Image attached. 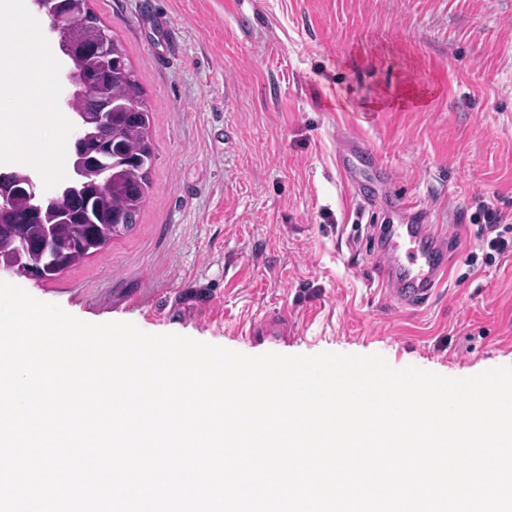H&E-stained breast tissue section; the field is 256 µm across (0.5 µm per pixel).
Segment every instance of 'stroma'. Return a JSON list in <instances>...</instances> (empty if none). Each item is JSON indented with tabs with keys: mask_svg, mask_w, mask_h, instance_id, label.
<instances>
[{
	"mask_svg": "<svg viewBox=\"0 0 512 512\" xmlns=\"http://www.w3.org/2000/svg\"><path fill=\"white\" fill-rule=\"evenodd\" d=\"M124 46L151 110L157 161L138 224L51 281L2 274L96 322L135 324L249 356L378 355L461 379L512 367V254L483 259L474 216L512 225V0H90ZM52 58L39 83L68 113V62L48 18L0 16ZM32 173L44 198L71 124L46 122ZM378 165L363 205L341 176V134ZM394 182L382 185L378 166ZM418 200L457 241L447 283L419 308L371 277L372 228ZM287 309V342L249 325Z\"/></svg>",
	"mask_w": 512,
	"mask_h": 512,
	"instance_id": "obj_1",
	"label": "stroma"
}]
</instances>
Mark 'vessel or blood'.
I'll use <instances>...</instances> for the list:
<instances>
[{
    "label": "vessel or blood",
    "instance_id": "b4317fda",
    "mask_svg": "<svg viewBox=\"0 0 512 512\" xmlns=\"http://www.w3.org/2000/svg\"><path fill=\"white\" fill-rule=\"evenodd\" d=\"M364 152L359 138L343 135L339 163L345 177H352L354 161ZM394 204L406 220L401 224L384 225L382 229L377 249L379 282L389 299L417 308L425 304L448 277L445 264L448 235L441 225L414 220L416 201L400 197ZM249 333L287 341L291 334L288 315L282 312L253 323Z\"/></svg>",
    "mask_w": 512,
    "mask_h": 512
}]
</instances>
